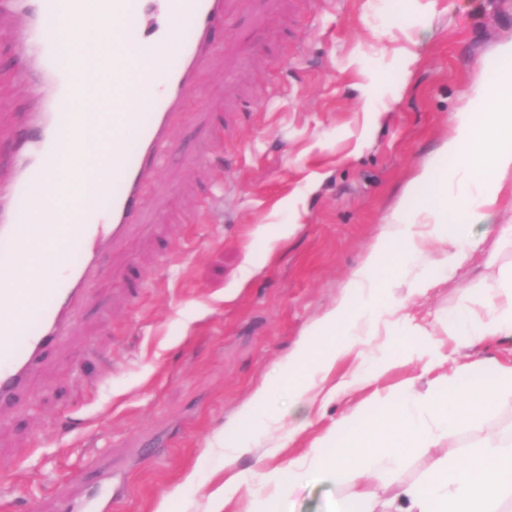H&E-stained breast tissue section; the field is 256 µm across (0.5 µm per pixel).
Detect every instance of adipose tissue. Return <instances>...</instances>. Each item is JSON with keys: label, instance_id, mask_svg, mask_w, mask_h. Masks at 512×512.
I'll return each instance as SVG.
<instances>
[{"label": "adipose tissue", "instance_id": "1", "mask_svg": "<svg viewBox=\"0 0 512 512\" xmlns=\"http://www.w3.org/2000/svg\"><path fill=\"white\" fill-rule=\"evenodd\" d=\"M492 84L482 86L473 107L456 113V129L416 176L415 206L398 208L381 239L352 274L336 305L307 332L282 368L295 399L311 390L298 373L306 366L330 372L364 345L391 259L437 253V265L455 272L482 249L473 224L492 221L502 178L512 172V42L495 56ZM490 315L471 325L465 313L448 319V338L456 347L488 339L512 338V286L488 291ZM337 512H512V437L487 436L461 454L436 460L420 481L394 487L384 503L367 491L344 496Z\"/></svg>", "mask_w": 512, "mask_h": 512}]
</instances>
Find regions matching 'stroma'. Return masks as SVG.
<instances>
[{"instance_id":"1","label":"stroma","mask_w":512,"mask_h":512,"mask_svg":"<svg viewBox=\"0 0 512 512\" xmlns=\"http://www.w3.org/2000/svg\"><path fill=\"white\" fill-rule=\"evenodd\" d=\"M217 53L173 125L171 158L150 187L144 224L101 272L65 344L0 414V512H252L263 474L286 468L337 419L369 420L398 387L437 393L452 366L447 319L488 317L487 290L512 277V241L455 276L429 278L399 319L379 296L366 354L339 361L300 405L279 370L340 297L410 183L454 132L512 41V0H229ZM14 24L0 17V182L33 129L16 78ZM252 268L243 277L244 268ZM442 362L425 368L429 338ZM272 394L249 418L258 388ZM250 419L248 450L225 465L227 425ZM512 431V406L386 473L421 478L432 456ZM335 483L313 475L288 512H333Z\"/></svg>"}]
</instances>
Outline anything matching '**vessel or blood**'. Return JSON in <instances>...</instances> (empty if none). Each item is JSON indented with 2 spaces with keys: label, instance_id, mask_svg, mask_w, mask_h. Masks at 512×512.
Here are the masks:
<instances>
[{
  "label": "vessel or blood",
  "instance_id": "1",
  "mask_svg": "<svg viewBox=\"0 0 512 512\" xmlns=\"http://www.w3.org/2000/svg\"><path fill=\"white\" fill-rule=\"evenodd\" d=\"M67 7L66 0H0L1 16L23 14L17 36L25 51L40 60L37 72L22 67L18 77L30 81L32 90L46 84L53 89L31 115L36 137L20 151L12 180L0 184V410L16 406L46 355L65 341L100 271L101 254L125 243L139 224L146 206L144 189L170 155L173 119L194 89L199 67L216 51L208 32L226 18L224 0H112L117 49L155 58L173 43L170 34L148 36L142 31L139 21L152 10L172 20L190 17L195 36L173 43L178 62L165 66L161 91L145 89V110L125 114V124L134 128L135 137L114 136L113 164L99 173L111 195L91 190L74 216V225L60 239L55 227L23 223L22 214L25 202L48 190L52 173L82 140V123L71 110L69 52L57 37ZM58 242L63 248L55 265L34 266V253ZM73 252L80 256L75 264L69 261ZM25 304L39 310L35 326L26 331L21 328Z\"/></svg>",
  "mask_w": 512,
  "mask_h": 512
}]
</instances>
